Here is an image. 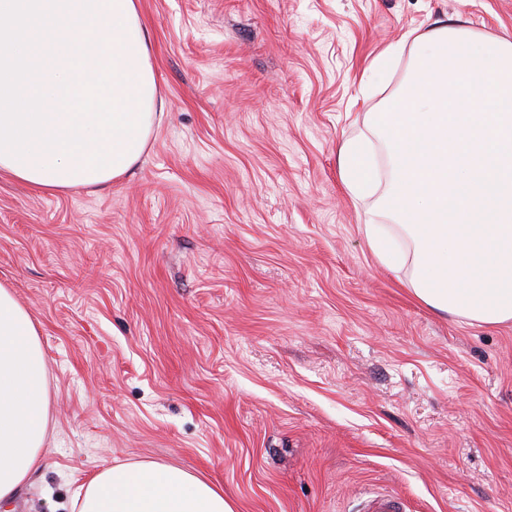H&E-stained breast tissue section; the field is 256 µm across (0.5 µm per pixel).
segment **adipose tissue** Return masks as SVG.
Returning a JSON list of instances; mask_svg holds the SVG:
<instances>
[{"instance_id": "ef3b65f1", "label": "adipose tissue", "mask_w": 512, "mask_h": 512, "mask_svg": "<svg viewBox=\"0 0 512 512\" xmlns=\"http://www.w3.org/2000/svg\"><path fill=\"white\" fill-rule=\"evenodd\" d=\"M82 0L62 16L58 38L77 39L90 61L109 64L120 55L118 69L130 80L114 86V98L137 94L149 82L150 39L143 25L138 0H115L102 7L93 25H78ZM81 160L63 158L53 168L50 155L39 157L35 188L66 191L81 187L89 176ZM339 168L353 198L373 195L380 184L374 143L365 135L348 138L339 151ZM49 397L46 365L36 324L16 300L12 289L0 285V503L10 500L30 475L44 463ZM75 512H234L224 490L180 467L150 459L103 468L74 501Z\"/></svg>"}]
</instances>
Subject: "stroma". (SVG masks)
Segmentation results:
<instances>
[{"mask_svg": "<svg viewBox=\"0 0 512 512\" xmlns=\"http://www.w3.org/2000/svg\"><path fill=\"white\" fill-rule=\"evenodd\" d=\"M164 98L105 190L0 174V284L34 317L42 469L9 512H73L102 468L154 459L235 512H512V322L433 310L372 253L378 196L338 151L461 18L512 39V0H138ZM405 502L394 495L372 493L362 500L360 510L363 512H406Z\"/></svg>", "mask_w": 512, "mask_h": 512, "instance_id": "obj_1", "label": "stroma"}]
</instances>
